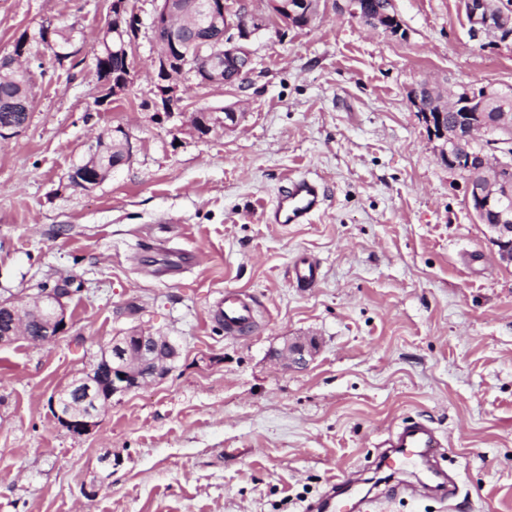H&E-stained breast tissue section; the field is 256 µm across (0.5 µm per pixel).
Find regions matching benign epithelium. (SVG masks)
<instances>
[{
  "mask_svg": "<svg viewBox=\"0 0 512 512\" xmlns=\"http://www.w3.org/2000/svg\"><path fill=\"white\" fill-rule=\"evenodd\" d=\"M268 11H253L244 0H219L213 11L211 23L223 30L221 42L213 44L207 37L195 41L197 63L192 66L203 85H230L222 76L221 60L229 58L243 62L237 80L241 81L251 70L253 51L250 48L253 38L270 28L272 18L292 21L297 16H308L311 10L309 0H269ZM201 9L197 0H162L153 19V26L169 30L174 49H179L178 37L181 33L177 19L195 22V13ZM133 10L130 0H113L112 12L107 23L112 33L123 32L126 22ZM462 10L470 23L472 38L481 35H493L497 42L512 41V0H501L499 9L491 12L486 0H462ZM155 69L163 71V78L157 84V99L154 108L167 113L171 118L178 108L182 96L179 85L174 83L176 74L169 68L168 57L156 58ZM485 95L479 91L466 88L454 98L453 110L468 112L477 103H484ZM426 127L430 136L438 142L439 156L451 159L458 150H464L468 156H476L478 172L483 179L476 180L468 175L464 178V202L474 214L477 221L487 227L491 241L498 248L500 259L512 262V115L504 113L496 122L471 123L465 126V135L452 137L448 135L445 113H426ZM71 290L58 288L43 292L35 297L33 306L12 305L14 322L11 330L0 335V345H6L19 337L27 336L26 314L48 310L45 332L54 339L61 337L68 330L66 322L65 300ZM133 339L136 349L127 351L112 366L113 394H124L144 384L162 378L169 370L170 363L179 355L178 347L170 342L169 337L150 331H138ZM315 345L306 346L294 343L277 352V358L287 364H306L305 355L313 354ZM112 400L96 401L85 412L70 417L56 412L65 426L74 434H84L95 424L110 405Z\"/></svg>",
  "mask_w": 512,
  "mask_h": 512,
  "instance_id": "obj_1",
  "label": "benign epithelium"
}]
</instances>
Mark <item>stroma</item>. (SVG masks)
I'll return each mask as SVG.
<instances>
[{
  "label": "stroma",
  "mask_w": 512,
  "mask_h": 512,
  "mask_svg": "<svg viewBox=\"0 0 512 512\" xmlns=\"http://www.w3.org/2000/svg\"><path fill=\"white\" fill-rule=\"evenodd\" d=\"M112 0H0V58L42 21L72 28L71 56L30 63L35 105L0 139V301L70 277L69 330L0 346V512H312L336 483L379 512H512V264L464 202L410 99L512 86V45L472 40L459 0H393L398 38L320 0L310 26L267 30L233 86L177 78L182 116L155 112L157 0H136L135 77L100 103L97 38ZM239 105V127L199 135L188 115ZM128 162L90 191L69 181L98 136ZM321 185L306 224L266 219L289 180ZM321 269L295 288L294 260ZM256 326L213 322L225 291ZM170 337L169 373L126 394L91 431L50 399L112 337ZM315 341L309 365L274 359ZM423 422L444 443L452 498L407 493L422 467L366 484L389 428ZM96 484L95 498L83 489Z\"/></svg>",
  "instance_id": "obj_1"
}]
</instances>
